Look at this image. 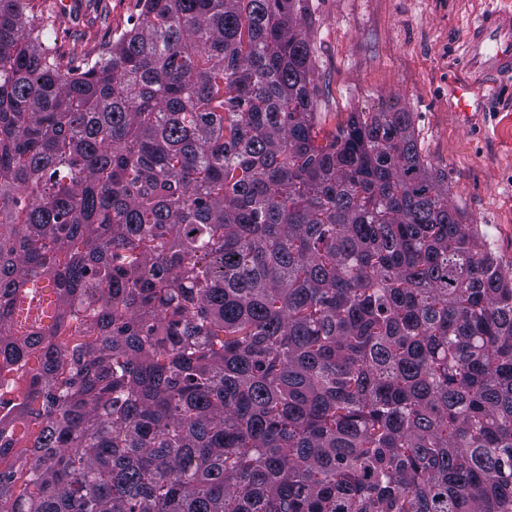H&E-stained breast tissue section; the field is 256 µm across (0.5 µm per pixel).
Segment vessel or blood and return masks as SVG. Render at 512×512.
<instances>
[{
    "label": "vessel or blood",
    "instance_id": "b4317fda",
    "mask_svg": "<svg viewBox=\"0 0 512 512\" xmlns=\"http://www.w3.org/2000/svg\"><path fill=\"white\" fill-rule=\"evenodd\" d=\"M465 64L470 80L456 85L454 96L459 111H472L474 81L492 84L503 76H512V11L487 8L470 26L466 37Z\"/></svg>",
    "mask_w": 512,
    "mask_h": 512
}]
</instances>
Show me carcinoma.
<instances>
[{
	"label": "carcinoma",
	"instance_id": "1",
	"mask_svg": "<svg viewBox=\"0 0 512 512\" xmlns=\"http://www.w3.org/2000/svg\"><path fill=\"white\" fill-rule=\"evenodd\" d=\"M305 2L0 0V512H512V275ZM75 11L61 13L59 44L70 55L81 58L110 44L112 33L132 27L139 14L137 0H75Z\"/></svg>",
	"mask_w": 512,
	"mask_h": 512
}]
</instances>
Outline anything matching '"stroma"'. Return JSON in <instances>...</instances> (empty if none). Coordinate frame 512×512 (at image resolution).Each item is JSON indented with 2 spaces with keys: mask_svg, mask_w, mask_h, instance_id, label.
I'll return each mask as SVG.
<instances>
[{
  "mask_svg": "<svg viewBox=\"0 0 512 512\" xmlns=\"http://www.w3.org/2000/svg\"><path fill=\"white\" fill-rule=\"evenodd\" d=\"M512 0H308L317 110L323 130L350 113L395 104L412 114L418 147L465 223L487 236L512 273V78L458 111L464 41L489 5ZM137 0H78L58 25L63 50L83 57L132 26Z\"/></svg>",
  "mask_w": 512,
  "mask_h": 512,
  "instance_id": "stroma-1",
  "label": "stroma"
}]
</instances>
